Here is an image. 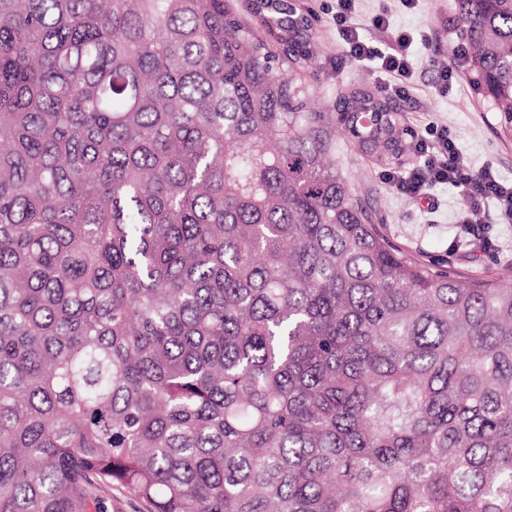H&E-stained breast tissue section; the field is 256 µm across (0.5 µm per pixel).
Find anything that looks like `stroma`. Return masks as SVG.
Masks as SVG:
<instances>
[{"label":"stroma","mask_w":512,"mask_h":512,"mask_svg":"<svg viewBox=\"0 0 512 512\" xmlns=\"http://www.w3.org/2000/svg\"><path fill=\"white\" fill-rule=\"evenodd\" d=\"M294 3L298 10L317 19L314 35L318 55L304 76L316 89L318 104H330L335 92L343 87L374 90V77L368 68L336 62L339 48L330 14L335 0ZM448 5L449 0H419L415 9L405 11L396 0H360L358 18L367 20L387 8L393 27L438 32V42L413 46L416 71L409 99L398 103L402 121L413 130L431 122L447 127L475 168L492 166L502 180L510 183L512 140L497 134L491 113L484 111L466 79L446 88L440 84L438 67L447 62L452 46L448 38ZM339 158L343 173L358 196L369 199L377 211L379 229L390 245L438 273L493 275L512 267V223H499L490 213L482 236H473L460 222L461 200L450 185H434L427 199L415 200L396 193L382 180L384 164L346 147Z\"/></svg>","instance_id":"stroma-1"}]
</instances>
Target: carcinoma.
<instances>
[{
  "instance_id": "carcinoma-1",
  "label": "carcinoma",
  "mask_w": 512,
  "mask_h": 512,
  "mask_svg": "<svg viewBox=\"0 0 512 512\" xmlns=\"http://www.w3.org/2000/svg\"><path fill=\"white\" fill-rule=\"evenodd\" d=\"M0 0V512H512V284L391 248L290 0ZM512 140V0H453ZM99 511L103 512H146V507L143 502L138 499L125 495L118 494L112 491V496L105 493L99 494Z\"/></svg>"
}]
</instances>
